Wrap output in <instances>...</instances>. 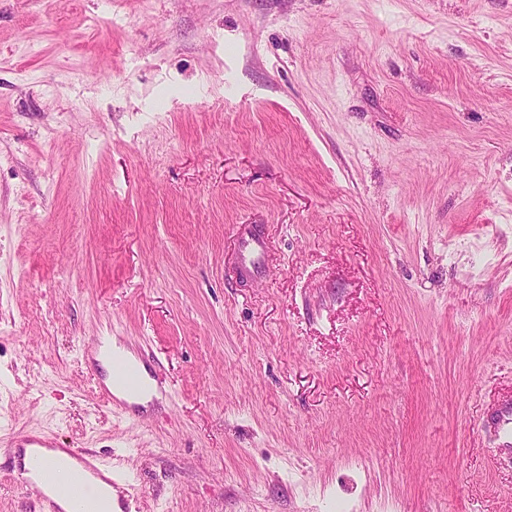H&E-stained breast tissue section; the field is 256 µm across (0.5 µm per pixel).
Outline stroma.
Returning <instances> with one entry per match:
<instances>
[{
	"instance_id": "35a3bbf8",
	"label": "stroma",
	"mask_w": 512,
	"mask_h": 512,
	"mask_svg": "<svg viewBox=\"0 0 512 512\" xmlns=\"http://www.w3.org/2000/svg\"><path fill=\"white\" fill-rule=\"evenodd\" d=\"M509 394L512 0H0V512L25 432L122 512H512ZM265 254L266 243L263 237L250 226L241 227L239 276L247 278L265 270ZM485 432L502 448L512 447V399L503 401L487 417ZM11 447L26 448V457L24 461H27V455L33 448L39 449L42 454L53 461L62 462L63 470H70L77 468V464L81 469L77 470L75 479L70 486V496L74 503L82 504L87 494V488L85 486L86 478H96V483L102 485L103 496L105 500V506L110 512H121L118 506L116 492L112 490V487L104 484L101 481L112 486V478L105 477L100 468L97 466L94 456L83 451L70 449V456L76 461L69 458L68 453L60 448H54L53 442L42 435H22L17 437L12 443ZM77 463V464H76ZM99 479V480H98ZM101 480V481H100Z\"/></svg>"
}]
</instances>
